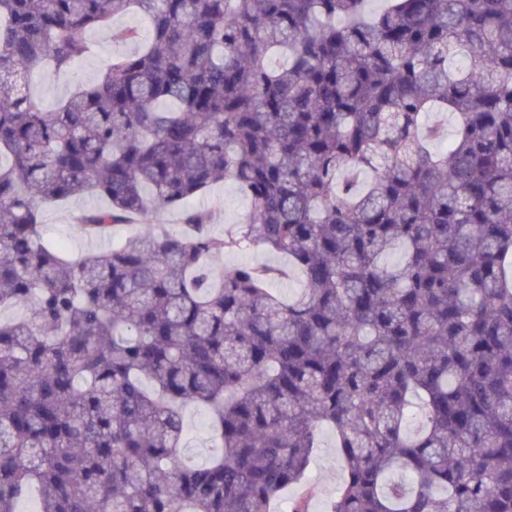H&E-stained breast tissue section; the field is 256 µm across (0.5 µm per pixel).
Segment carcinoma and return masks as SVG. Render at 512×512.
Segmentation results:
<instances>
[{"label": "carcinoma", "instance_id": "cac0c4a2", "mask_svg": "<svg viewBox=\"0 0 512 512\" xmlns=\"http://www.w3.org/2000/svg\"><path fill=\"white\" fill-rule=\"evenodd\" d=\"M368 2L0 0V512H310L324 427L328 512H512V0ZM131 11L148 40L33 102ZM225 180L223 237L188 202ZM86 196L87 235L183 229L65 257L44 210ZM248 246L288 268L207 266ZM189 205L213 212L216 221L211 231L221 236L235 230L250 208L249 200L231 181L214 185L205 194L192 198ZM186 432L184 435L185 455L201 465L209 461L212 453L213 435L203 408L189 405L184 410ZM318 442L317 456L309 473V483L314 491L311 512H326L341 481L342 465L335 448L336 436L331 429L322 428Z\"/></svg>", "mask_w": 512, "mask_h": 512}]
</instances>
